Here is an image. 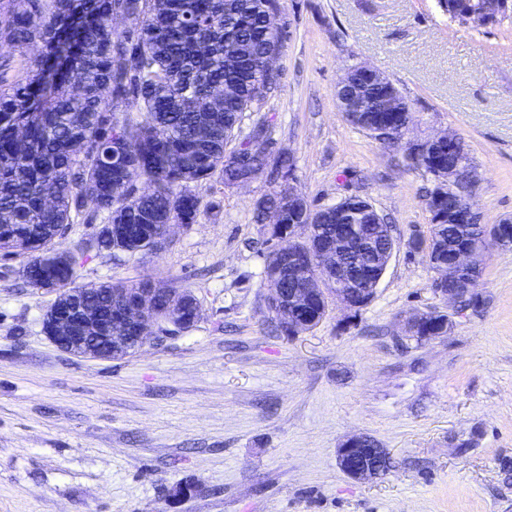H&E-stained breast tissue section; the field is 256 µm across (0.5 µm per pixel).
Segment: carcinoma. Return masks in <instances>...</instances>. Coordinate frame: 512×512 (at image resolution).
<instances>
[{
    "instance_id": "1",
    "label": "carcinoma",
    "mask_w": 512,
    "mask_h": 512,
    "mask_svg": "<svg viewBox=\"0 0 512 512\" xmlns=\"http://www.w3.org/2000/svg\"><path fill=\"white\" fill-rule=\"evenodd\" d=\"M272 0H10L0 12V49L36 44L39 54L27 76L0 87V252L25 254L21 275L31 288H69L76 279V258L59 252L54 238L75 224L99 222L104 228L85 247L115 257L157 253L163 227L195 224L204 212L190 184L239 178L231 161L246 112L244 106L271 94L279 77L266 68L268 57L283 42L271 18ZM120 16L128 27L118 29ZM393 90L371 80L359 100L351 92L337 94L339 111L355 127H391L401 134L413 120L408 104L400 112H374V101ZM139 112L141 119L117 117ZM122 129L123 150L112 157V126ZM428 173L459 156L441 148L425 164L406 155ZM279 189L256 204L254 221H265V209L288 192L292 157L265 166ZM144 185L140 194L127 191ZM93 202L94 209L86 210ZM472 205L451 188L433 184L428 194L430 244L413 241V250L433 269L452 255L440 243L471 244L488 225L474 215L471 223H448V211ZM310 205L286 211L273 233L281 247L263 242L264 276L277 277L283 292L307 287L290 279L294 254L321 251L331 242L332 218L310 221V236L288 240L292 224L309 221ZM144 284L111 282L91 287L92 305L112 303L119 310ZM158 298L192 313L196 297L168 284Z\"/></svg>"
}]
</instances>
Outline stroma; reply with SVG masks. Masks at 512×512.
<instances>
[{
	"instance_id": "1",
	"label": "stroma",
	"mask_w": 512,
	"mask_h": 512,
	"mask_svg": "<svg viewBox=\"0 0 512 512\" xmlns=\"http://www.w3.org/2000/svg\"><path fill=\"white\" fill-rule=\"evenodd\" d=\"M278 23L280 84L258 117L313 207L359 195L387 217L396 246L373 300L331 297L312 329L276 330L253 219L275 187L264 176L192 184L208 212L155 254L84 248L92 224L58 241L77 285L195 295L189 331L122 359L60 351L42 328L54 292L24 283V256L0 257V512H512V249L489 247L476 306L450 308L409 249L430 237L432 176L336 105L344 70L371 64L408 103L412 137L461 138L484 223L512 220V19L476 31L437 0H279ZM434 310L447 335L405 334ZM361 435L387 448L388 474L339 468Z\"/></svg>"
}]
</instances>
